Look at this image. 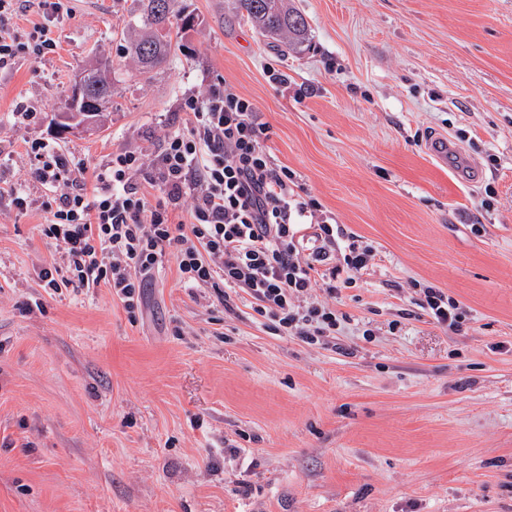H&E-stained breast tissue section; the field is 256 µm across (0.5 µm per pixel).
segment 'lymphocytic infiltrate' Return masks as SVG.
I'll use <instances>...</instances> for the list:
<instances>
[{
  "label": "lymphocytic infiltrate",
  "mask_w": 512,
  "mask_h": 512,
  "mask_svg": "<svg viewBox=\"0 0 512 512\" xmlns=\"http://www.w3.org/2000/svg\"><path fill=\"white\" fill-rule=\"evenodd\" d=\"M15 2L0 0L1 70L27 48L13 23ZM185 110L189 130L167 137L155 165L113 153L90 192L77 187L81 167L55 143L26 142L35 179L53 195L41 233L68 255L67 268L43 266L40 281L55 291L109 285L132 313L146 282L171 258L186 287L213 289L225 309L247 294L277 335L310 345L335 335L343 317L332 299L356 286L373 247L296 192L295 173L272 161V130L254 102L227 86L188 99ZM136 173L142 185L133 184ZM152 189L161 194L154 204ZM188 196L193 206L182 222L176 213ZM319 283L328 301L302 304Z\"/></svg>",
  "instance_id": "1"
}]
</instances>
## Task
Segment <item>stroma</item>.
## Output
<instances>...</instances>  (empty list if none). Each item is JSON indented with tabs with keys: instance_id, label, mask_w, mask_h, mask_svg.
Instances as JSON below:
<instances>
[{
	"instance_id": "1",
	"label": "stroma",
	"mask_w": 512,
	"mask_h": 512,
	"mask_svg": "<svg viewBox=\"0 0 512 512\" xmlns=\"http://www.w3.org/2000/svg\"><path fill=\"white\" fill-rule=\"evenodd\" d=\"M64 3L55 52L0 70V181L31 200L0 197V512H512V0H290L302 54L234 0H175L195 25L147 74L120 55L138 0ZM105 59L111 106L57 134ZM223 82L375 249L335 301L334 344L274 335L245 298L225 311L172 260L132 314L110 288L37 277L66 254L40 231L24 141L56 142L90 188L113 152L156 161L185 100ZM426 287L459 303L460 332L419 306Z\"/></svg>"
}]
</instances>
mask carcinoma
I'll return each mask as SVG.
<instances>
[{
	"label": "carcinoma",
	"mask_w": 512,
	"mask_h": 512,
	"mask_svg": "<svg viewBox=\"0 0 512 512\" xmlns=\"http://www.w3.org/2000/svg\"><path fill=\"white\" fill-rule=\"evenodd\" d=\"M141 10L131 25L123 57L133 60L144 73L162 67L172 50V31L190 28L194 17L178 13L173 0H139ZM236 9L260 34L278 43L285 51H297L309 40V26L298 11L284 5V0H236ZM83 80L91 89L92 104L88 111L72 112L71 102H66L60 121L56 125L64 130L68 120L78 116L94 119L112 98L110 64L98 62L83 72Z\"/></svg>",
	"instance_id": "cac0c4a2"
}]
</instances>
